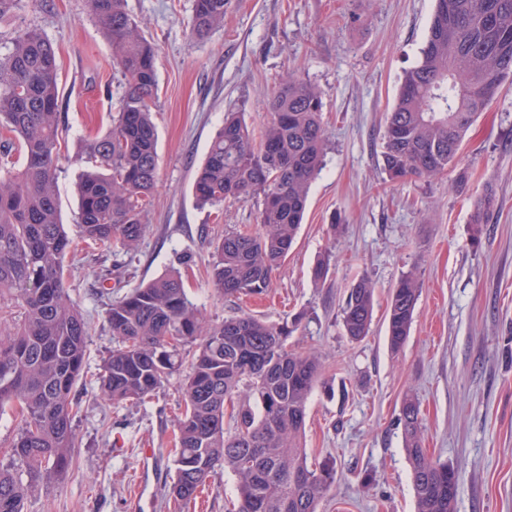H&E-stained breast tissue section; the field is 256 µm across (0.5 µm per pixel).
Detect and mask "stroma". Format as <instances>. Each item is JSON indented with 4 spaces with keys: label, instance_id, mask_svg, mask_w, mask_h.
I'll return each instance as SVG.
<instances>
[{
    "label": "stroma",
    "instance_id": "stroma-1",
    "mask_svg": "<svg viewBox=\"0 0 512 512\" xmlns=\"http://www.w3.org/2000/svg\"><path fill=\"white\" fill-rule=\"evenodd\" d=\"M157 48L159 181L134 254L95 251L66 261V286L91 329L76 387L80 446L67 476L42 486L27 512H170L168 453L183 409L178 379L142 402L115 403L99 388L115 340L114 301L181 272L207 320L249 313L298 319L289 347L317 354L327 388L308 403L309 462H336V485L318 512H415L397 426L401 402L420 404L429 455L462 473L455 512H512V84L471 127L456 166L393 183L379 168L385 118L405 69L428 35L434 0H228L223 27L190 40L193 0H127ZM35 27L58 53L68 123L58 163L61 218L77 235L73 161L79 142L112 126L125 91L112 46L86 0H24L0 17V48ZM313 83L328 141L297 241L267 294L225 298L206 273L209 242L258 229L257 200L197 207L193 182L225 113H243L260 136L268 94L288 72ZM485 208L484 223L473 216ZM329 257L322 281L312 268ZM415 272L421 294L400 352L386 338L390 294ZM375 286L368 336H345L341 305L359 278ZM370 482H363V475Z\"/></svg>",
    "mask_w": 512,
    "mask_h": 512
}]
</instances>
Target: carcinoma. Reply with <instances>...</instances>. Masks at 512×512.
I'll return each instance as SVG.
<instances>
[{"instance_id": "obj_1", "label": "carcinoma", "mask_w": 512, "mask_h": 512, "mask_svg": "<svg viewBox=\"0 0 512 512\" xmlns=\"http://www.w3.org/2000/svg\"><path fill=\"white\" fill-rule=\"evenodd\" d=\"M418 62L403 72L386 115L380 167L388 180L432 177L458 162L465 135L512 80V0H434ZM125 79L117 119L85 139L75 158L79 235L60 221L57 192L60 112L57 53L37 29L16 32L0 54V416L17 433L0 464V512H25L44 482L73 466V426L90 323L64 281V260L81 248L135 251L158 184L156 50L126 0H87ZM226 0H194L189 36L203 40L224 23ZM324 103L309 81L286 75L268 99V120L254 144L237 115L224 119L193 183L201 206L257 199L260 229L232 230L211 242L208 274L217 291L262 294L288 257L302 224L327 139ZM20 148L15 168L11 148ZM421 283L402 276L390 295L387 340L405 344ZM367 279L349 289L342 325L364 339L373 315ZM106 322L117 345L104 361L101 390L114 402L143 401L175 374L184 402L170 454L176 478L167 496L187 512L218 469L233 474L227 512H318L336 483L331 462L311 464L303 448L309 398L322 366L288 347L294 327L248 314L212 323L169 272L110 304ZM195 346L189 351L186 346ZM233 421L227 428L225 418ZM399 425L411 469L415 512H455L461 471L428 456L419 406L404 396Z\"/></svg>"}]
</instances>
